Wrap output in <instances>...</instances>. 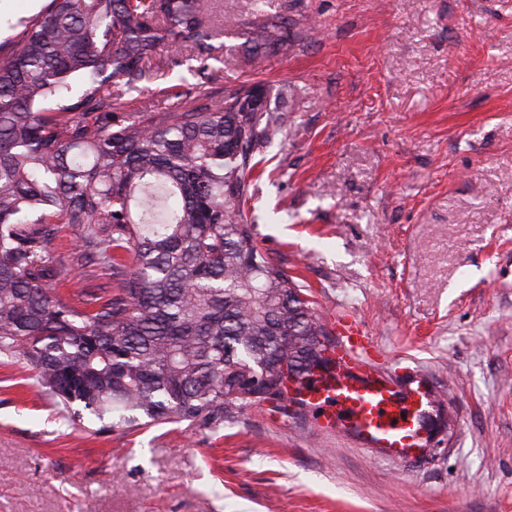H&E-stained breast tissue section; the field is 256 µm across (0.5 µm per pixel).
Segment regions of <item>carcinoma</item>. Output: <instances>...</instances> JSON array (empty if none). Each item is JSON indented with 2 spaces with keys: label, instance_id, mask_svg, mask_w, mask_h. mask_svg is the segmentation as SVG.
Wrapping results in <instances>:
<instances>
[{
  "label": "carcinoma",
  "instance_id": "obj_1",
  "mask_svg": "<svg viewBox=\"0 0 512 512\" xmlns=\"http://www.w3.org/2000/svg\"><path fill=\"white\" fill-rule=\"evenodd\" d=\"M0 58V353L16 355L72 419L113 427L202 422L285 397L332 334L310 295L255 244L244 205L253 160L282 131L242 86L220 105L186 101L120 112L112 81L135 88L147 64L187 48L209 69L205 0H50L10 25ZM272 21L245 54L286 52ZM84 90L68 99L70 79ZM75 230L73 269L114 287L75 303L56 287L50 246Z\"/></svg>",
  "mask_w": 512,
  "mask_h": 512
}]
</instances>
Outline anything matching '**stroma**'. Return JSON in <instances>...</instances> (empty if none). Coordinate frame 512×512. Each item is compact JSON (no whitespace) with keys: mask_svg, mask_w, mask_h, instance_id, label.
Segmentation results:
<instances>
[{"mask_svg":"<svg viewBox=\"0 0 512 512\" xmlns=\"http://www.w3.org/2000/svg\"><path fill=\"white\" fill-rule=\"evenodd\" d=\"M217 102L287 88L246 204L256 243L322 319L356 315L438 394L420 455L390 460L267 402L223 426L71 422L0 355V512H512V0H205ZM285 18L288 52L250 60ZM244 45V52L248 58L256 59L269 51L287 52L291 41L286 22L272 21L259 27L253 32Z\"/></svg>","mask_w":512,"mask_h":512,"instance_id":"1","label":"stroma"}]
</instances>
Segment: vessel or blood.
Listing matches in <instances>:
<instances>
[{
	"mask_svg": "<svg viewBox=\"0 0 512 512\" xmlns=\"http://www.w3.org/2000/svg\"><path fill=\"white\" fill-rule=\"evenodd\" d=\"M336 328L338 340L328 351L330 373L290 385L288 399L310 411L322 432L348 436L389 457L418 453L433 393L383 375L373 357L374 339L361 321L343 316Z\"/></svg>",
	"mask_w": 512,
	"mask_h": 512,
	"instance_id": "b4317fda",
	"label": "vessel or blood"
}]
</instances>
